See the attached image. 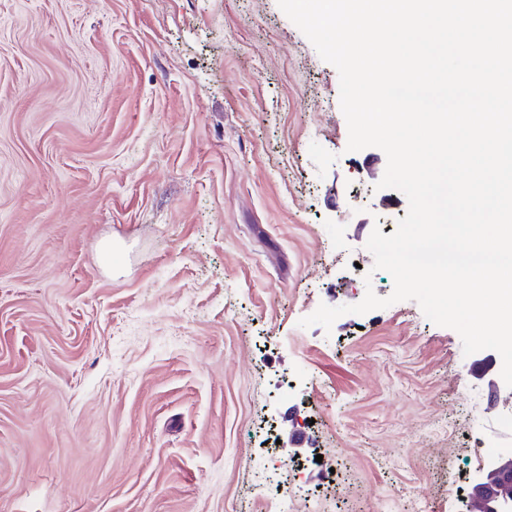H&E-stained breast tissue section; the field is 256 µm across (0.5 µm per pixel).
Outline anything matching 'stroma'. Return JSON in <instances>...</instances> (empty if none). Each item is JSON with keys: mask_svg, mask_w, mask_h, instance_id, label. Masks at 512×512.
Returning a JSON list of instances; mask_svg holds the SVG:
<instances>
[{"mask_svg": "<svg viewBox=\"0 0 512 512\" xmlns=\"http://www.w3.org/2000/svg\"><path fill=\"white\" fill-rule=\"evenodd\" d=\"M347 143L277 0H0V512H461L493 353L412 300L299 324L394 288L408 200Z\"/></svg>", "mask_w": 512, "mask_h": 512, "instance_id": "35a3bbf8", "label": "stroma"}]
</instances>
